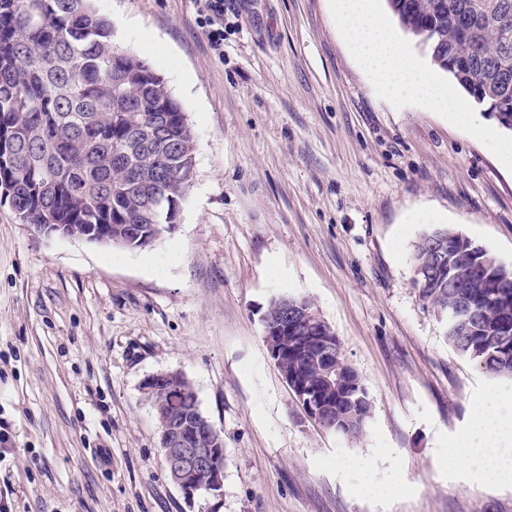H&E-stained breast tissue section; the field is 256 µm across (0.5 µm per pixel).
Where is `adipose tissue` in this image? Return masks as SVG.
Listing matches in <instances>:
<instances>
[{
  "label": "adipose tissue",
  "mask_w": 512,
  "mask_h": 512,
  "mask_svg": "<svg viewBox=\"0 0 512 512\" xmlns=\"http://www.w3.org/2000/svg\"><path fill=\"white\" fill-rule=\"evenodd\" d=\"M332 11L352 55L373 74L385 95L419 101L462 127L474 124L475 114L465 111L447 86L409 51L376 0H332ZM457 461L484 478L512 483V418L501 415L498 404L481 407Z\"/></svg>",
  "instance_id": "adipose-tissue-1"
}]
</instances>
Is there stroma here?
Segmentation results:
<instances>
[{
  "mask_svg": "<svg viewBox=\"0 0 512 512\" xmlns=\"http://www.w3.org/2000/svg\"><path fill=\"white\" fill-rule=\"evenodd\" d=\"M184 107L194 175L177 224L126 250L47 238L0 204V505L7 512H512L457 445L512 378L447 343L412 254L451 226L512 268V131L388 99L330 0H96ZM139 39H132L131 31ZM312 301L373 400L359 439L303 412L264 342L272 299ZM177 371L224 438V492L170 481L147 377ZM205 7L209 15L210 26L218 25L223 27L215 28L209 32L212 41L216 46L221 45L220 41L224 42V0H204Z\"/></svg>",
  "mask_w": 512,
  "mask_h": 512,
  "instance_id": "stroma-1",
  "label": "stroma"
}]
</instances>
